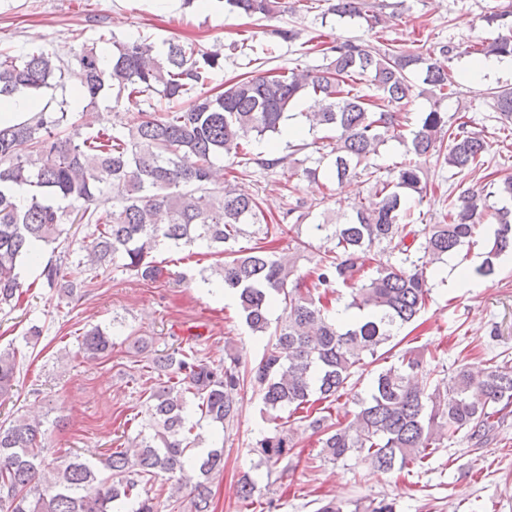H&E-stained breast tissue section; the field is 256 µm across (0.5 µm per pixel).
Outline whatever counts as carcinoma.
Masks as SVG:
<instances>
[{"label": "carcinoma", "instance_id": "obj_1", "mask_svg": "<svg viewBox=\"0 0 512 512\" xmlns=\"http://www.w3.org/2000/svg\"><path fill=\"white\" fill-rule=\"evenodd\" d=\"M325 13L360 18L376 32L386 16L364 9L362 0H323ZM224 8L249 18L271 19L279 0H224ZM506 30L493 41L473 46L476 57L512 56V4L487 17ZM322 55L314 70L266 75L241 74L211 86L224 69L222 52L172 41L163 51L147 39L112 41L109 65L95 47L82 46L72 74L87 104L94 107L109 90L117 95L159 97L165 106L109 129L81 132L69 122L67 102L43 109L31 119L0 127V306L23 294L22 265L36 252L67 239L68 224H86L83 264L106 270L115 263L143 280L156 281L163 269L151 259L162 244H196L224 255L211 268L238 302L242 319L258 338H267L260 361L251 366L227 352L222 364L204 362L193 349L152 359L158 383L149 388V419L126 448H114L98 465L74 456L49 468L42 456L47 434L36 417L20 416L0 424V512H160L159 496L139 486L158 478L168 498L185 488L194 494L195 512H212L210 483L224 470V442L206 451L189 440L199 422L227 429L241 415V392H257L262 413L276 423L274 433L256 443L263 462L273 467L296 448L291 418L318 436L319 457L331 462L356 457L382 474L425 467L439 448L464 432L477 441L512 407V365L505 362L473 370L467 364L443 373L430 367L425 350L406 348L396 363L376 370L367 397L351 418L333 420L317 402L334 404L355 370L385 359L380 350L415 323L426 307L435 264L448 261L473 243L481 221L491 213L493 239L474 274H495L496 260L512 254V177L488 183L479 197L462 191L449 215L419 227L410 220L409 197L427 191L424 164L443 159L451 176L468 175L484 165L488 141L469 129L463 117L441 103L458 96L459 83L447 65L455 47L412 49L367 40L304 42ZM67 68L46 51L13 54L0 49V100L28 97L62 81ZM434 98L411 137L402 115L413 100ZM302 99L309 130L333 135L303 175L343 183L374 178L375 200L356 204L339 221L323 215L309 225L322 242L314 266L300 273L296 257L311 247L297 241L296 251L279 250V241L312 214L315 204L288 202L282 217L268 224L258 198L231 184L218 185L215 160L239 159L244 166L272 170L286 157L264 158L252 143L281 135L288 112ZM503 129L512 125V88L492 92ZM398 141L410 158L379 175L373 163L380 147ZM26 185L29 196L14 195ZM112 204L98 205L104 190ZM263 235V245L236 247L245 227ZM382 247L394 261L367 273L363 258ZM47 262L42 277L50 288L71 293L65 263ZM344 302L351 319L339 317ZM281 314L273 316L274 309ZM90 359L112 350V330L94 326L81 335ZM16 353L0 350V398L16 386ZM288 411L287 416L279 415ZM258 481L240 480L239 500L254 503Z\"/></svg>", "mask_w": 512, "mask_h": 512}]
</instances>
